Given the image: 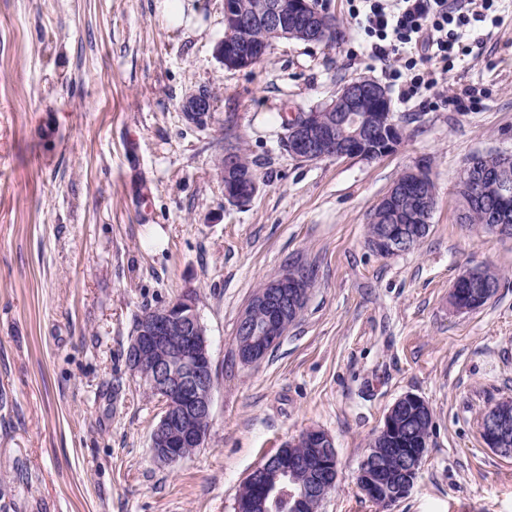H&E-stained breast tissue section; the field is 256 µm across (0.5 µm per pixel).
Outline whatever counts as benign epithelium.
Segmentation results:
<instances>
[{
  "label": "benign epithelium",
  "mask_w": 512,
  "mask_h": 512,
  "mask_svg": "<svg viewBox=\"0 0 512 512\" xmlns=\"http://www.w3.org/2000/svg\"><path fill=\"white\" fill-rule=\"evenodd\" d=\"M312 0H294L288 6L281 0H252L238 4L224 0V19L228 28L237 32L235 43L224 46L219 40L214 49L216 59L227 69L241 70L256 59L263 58L271 42L258 45L248 35L249 30L263 26L273 38L290 39L299 34L314 40L324 39L327 18L313 14ZM387 101L385 89L378 83L362 79L344 85L337 96L321 106L300 114H292L289 124L288 153L300 161L323 158H342L353 155L371 160L396 149L403 139V129L391 119L389 112H371L367 103ZM186 123L206 129L215 122V97L207 87L188 91L178 105ZM337 114V120L326 124L323 113ZM347 126L349 138L336 140V126ZM380 141L381 146L368 149V144ZM499 165L487 174L489 189L501 200L512 198V154H498ZM216 174L224 186V199L243 202L255 195L257 181L236 172L234 152L227 151L223 161L215 163ZM428 182L425 166L407 170V178L395 182L373 210V220H400L395 204L405 195L419 196V212L427 218L433 208L435 189H425ZM404 247V239L392 227L372 243L381 255L391 256ZM477 269L464 271L456 280L450 294L452 306L458 310L467 303L474 308L479 300L468 293L477 277ZM304 299L301 284L288 272L270 281L267 288L254 296V306L264 311L263 322L253 323L252 311L245 310L239 319L241 335L248 347L237 349L239 360L245 365L260 363L285 335L287 315L299 314ZM138 332L128 348L129 365L163 402V414L150 436L153 458L174 466L195 449L204 445L214 400L215 374L207 334L196 311L195 296L187 292L171 304L143 314ZM431 412L428 403L414 394H405L389 408L379 434L390 437L398 433L402 419L415 413L426 417ZM487 447L502 454L512 453V405L506 403L487 409L480 423ZM309 448L308 460L301 461L279 449L268 460L259 464L252 474L266 481L265 497L256 503L261 512H274L282 490L277 484L292 486L296 473L304 470L315 477L313 488L329 492L336 483L338 467L331 437L320 429H309L288 448ZM425 451L404 448L396 456V469L375 458L366 457L356 474L360 491L372 501L390 507L399 501V495L410 491V484L418 474Z\"/></svg>",
  "instance_id": "benign-epithelium-1"
}]
</instances>
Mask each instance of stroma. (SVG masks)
<instances>
[{
    "label": "stroma",
    "instance_id": "obj_1",
    "mask_svg": "<svg viewBox=\"0 0 512 512\" xmlns=\"http://www.w3.org/2000/svg\"><path fill=\"white\" fill-rule=\"evenodd\" d=\"M0 0V512H233L264 456L316 427L334 441L335 489L319 512H382L355 474L389 408L432 411L414 486L393 512H512V456L480 417L512 399V236L461 220L458 176L512 152V0L471 38L446 87L489 91L480 110L402 103L367 58L348 0H319L345 38L272 42L245 70L213 54L224 0ZM386 87L401 145L373 161L294 159L283 116L345 84ZM218 122L189 126L188 90ZM241 143L258 190L224 198L214 162ZM437 205L414 249L367 244L371 210L416 163ZM313 266L301 318L256 366L235 351L254 291ZM483 265L501 286L458 311L449 294ZM193 292L213 357L212 423L176 466L152 458L162 404L126 353L134 321ZM178 109L186 123L206 129L215 122L214 93L207 87L192 89L182 97Z\"/></svg>",
    "mask_w": 512,
    "mask_h": 512
}]
</instances>
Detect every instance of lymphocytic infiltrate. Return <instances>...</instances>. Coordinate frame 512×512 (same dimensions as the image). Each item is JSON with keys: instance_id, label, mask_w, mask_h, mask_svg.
Masks as SVG:
<instances>
[{"instance_id": "obj_1", "label": "lymphocytic infiltrate", "mask_w": 512, "mask_h": 512, "mask_svg": "<svg viewBox=\"0 0 512 512\" xmlns=\"http://www.w3.org/2000/svg\"><path fill=\"white\" fill-rule=\"evenodd\" d=\"M493 4L494 0H358L351 17L368 39L369 57L389 65L402 100L473 112L482 107L487 89L465 87L447 95L438 85L466 56L464 38L476 23L487 21Z\"/></svg>"}]
</instances>
